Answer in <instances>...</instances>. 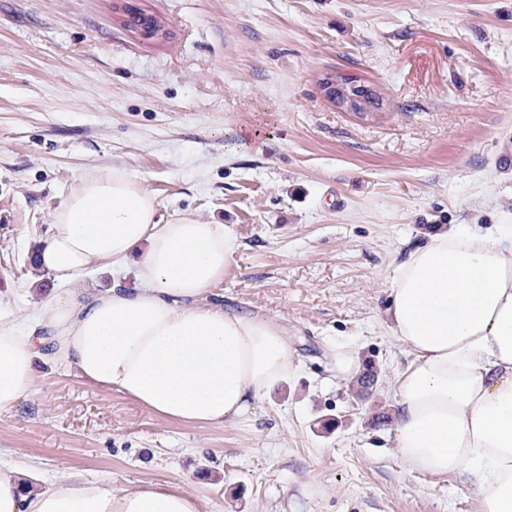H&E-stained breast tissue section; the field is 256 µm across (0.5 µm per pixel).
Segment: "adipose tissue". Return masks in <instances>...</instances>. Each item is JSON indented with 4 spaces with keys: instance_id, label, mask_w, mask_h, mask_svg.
<instances>
[{
    "instance_id": "ef3b65f1",
    "label": "adipose tissue",
    "mask_w": 512,
    "mask_h": 512,
    "mask_svg": "<svg viewBox=\"0 0 512 512\" xmlns=\"http://www.w3.org/2000/svg\"><path fill=\"white\" fill-rule=\"evenodd\" d=\"M37 263L57 281L134 265L137 286L50 296L36 327L0 313V410L30 391L39 361L75 368L159 417L234 426L299 369L287 329L209 301L239 242L226 224L165 223L124 169L82 179L55 215ZM389 332L397 371L392 439L406 470L454 475L478 512H512V224L430 236L396 266ZM179 480L113 488L66 473L31 484L0 466V512H207Z\"/></svg>"
}]
</instances>
